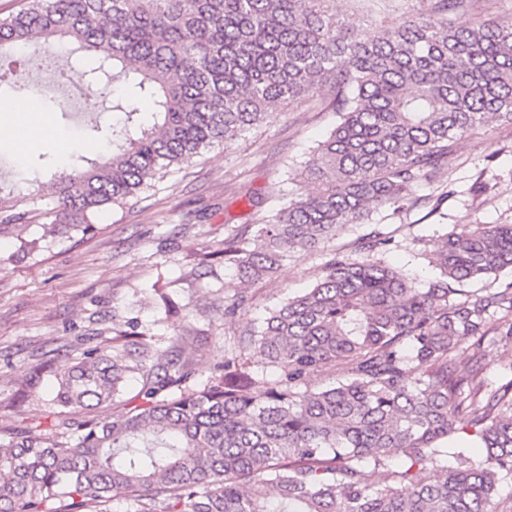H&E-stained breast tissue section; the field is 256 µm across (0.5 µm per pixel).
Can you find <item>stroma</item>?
Masks as SVG:
<instances>
[{"mask_svg": "<svg viewBox=\"0 0 512 512\" xmlns=\"http://www.w3.org/2000/svg\"><path fill=\"white\" fill-rule=\"evenodd\" d=\"M346 23L372 37L382 25L422 10L421 0H387L372 9L369 0H338ZM41 77L45 96L56 106L41 107L51 126L36 149L21 156L0 141V196L18 208L30 186L51 190L54 173L80 166L88 135L83 98L55 72L25 68L16 77L30 85ZM336 113L321 96L285 105L258 129L228 148L214 146L149 192L121 207L102 210L92 232L52 237L44 220L16 225L0 237V435L17 426H35L54 412L51 372L69 369L91 349L111 350L116 333H142L147 344L169 346L176 334L195 368L210 372L223 362L234 339L265 318L287 294L312 286L327 253L351 252L371 229L391 238L387 264L403 276L426 283L435 272L426 247L468 224H512V126L497 122L461 141L447 169L421 186L419 195L444 194L436 213L421 205L410 211H374L367 223L340 230L324 251L282 261L269 279L252 285V298L234 318L224 316V300L240 286L216 259L227 229L254 223L249 196L266 205L287 202L301 185L295 174L310 151L334 129ZM488 183L478 194L475 181ZM39 240L40 250L23 254L21 242ZM213 259L205 270L204 254ZM166 289L191 312L188 321L166 316L154 303ZM458 368L480 362L483 375L502 381L512 372V347L465 341L455 353Z\"/></svg>", "mask_w": 512, "mask_h": 512, "instance_id": "stroma-1", "label": "stroma"}]
</instances>
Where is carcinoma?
Segmentation results:
<instances>
[{
  "label": "carcinoma",
  "mask_w": 512,
  "mask_h": 512,
  "mask_svg": "<svg viewBox=\"0 0 512 512\" xmlns=\"http://www.w3.org/2000/svg\"><path fill=\"white\" fill-rule=\"evenodd\" d=\"M470 2L427 0L365 39L335 0H27L0 18V82L29 64L14 48L58 39L84 53L78 80L116 91L117 118L97 139L112 147L105 161L57 171L52 196L37 188L23 210L0 199V234L35 216L86 234L104 208L317 92L339 122L301 165L304 190L227 232L224 266L254 283L373 209H411L459 142L512 125V21L452 25ZM390 242L374 230L357 239L360 258L329 254L311 288L238 336V353L196 386L176 343L154 349L131 332L109 355L83 353L56 376L53 405L90 410L138 374L136 404L110 421L57 417L44 437L8 432L0 512H107L118 497L126 512H496L512 482V379L496 387L454 355L467 339L512 344V281L465 299L455 285L512 272V224L446 234L424 286L379 259ZM250 299L243 288L224 301V318ZM327 368L338 378L310 388ZM461 427L474 429L467 446Z\"/></svg>",
  "instance_id": "cac0c4a2"
}]
</instances>
